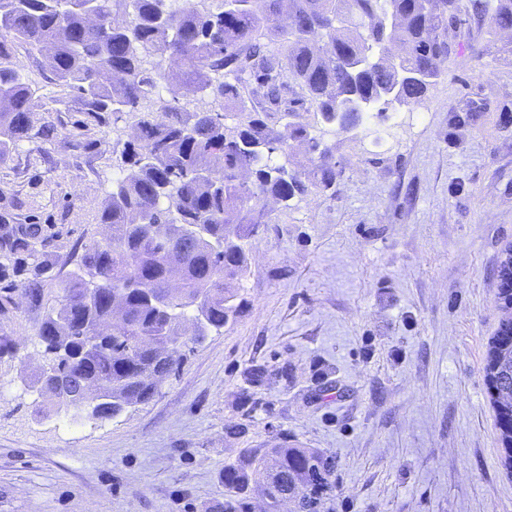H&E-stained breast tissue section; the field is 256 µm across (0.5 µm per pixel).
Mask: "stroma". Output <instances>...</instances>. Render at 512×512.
Listing matches in <instances>:
<instances>
[{"instance_id":"35a3bbf8","label":"stroma","mask_w":512,"mask_h":512,"mask_svg":"<svg viewBox=\"0 0 512 512\" xmlns=\"http://www.w3.org/2000/svg\"><path fill=\"white\" fill-rule=\"evenodd\" d=\"M421 107L324 132L334 192L266 200L241 308L188 343L148 404L109 420L42 414L38 326L129 169L128 124L86 121L44 54L27 137L0 163V214L41 225L28 265L0 252V512H224V467L298 444L333 457L320 512H512L484 364L512 246V35L463 21ZM484 112L457 122L466 100Z\"/></svg>"}]
</instances>
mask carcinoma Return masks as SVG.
Returning a JSON list of instances; mask_svg holds the SVG:
<instances>
[{
	"mask_svg": "<svg viewBox=\"0 0 512 512\" xmlns=\"http://www.w3.org/2000/svg\"><path fill=\"white\" fill-rule=\"evenodd\" d=\"M127 19L87 26L80 0H0V162L30 128L32 82L12 48L51 51L61 91L98 122L135 118L124 142L130 175L116 184L101 222L110 233L85 246L78 271L62 285L59 307L38 327L48 367L81 397L86 384L108 385L95 419L150 401L173 372L189 312L200 335L219 332L239 305L232 283L248 267L246 244L267 230L260 202L336 187L330 147L311 135L301 111L326 127L352 102H422L448 59V29L465 15L496 34L512 28V0H102ZM291 22L282 24V17ZM288 60L283 69L281 57ZM177 63L186 84L211 91L223 108L245 99L261 111L211 123L182 107L144 105ZM234 75L236 83L221 77ZM304 147L310 166L294 173L275 162ZM273 152H265V148ZM39 228L0 235L17 260L34 251ZM169 344L159 356L152 341ZM499 431L502 466L512 473V420ZM266 473L268 512L283 500L306 512L331 489L333 462L308 448H269L224 467V512H251L240 490L252 467Z\"/></svg>",
	"mask_w": 512,
	"mask_h": 512,
	"instance_id": "1",
	"label": "carcinoma"
}]
</instances>
